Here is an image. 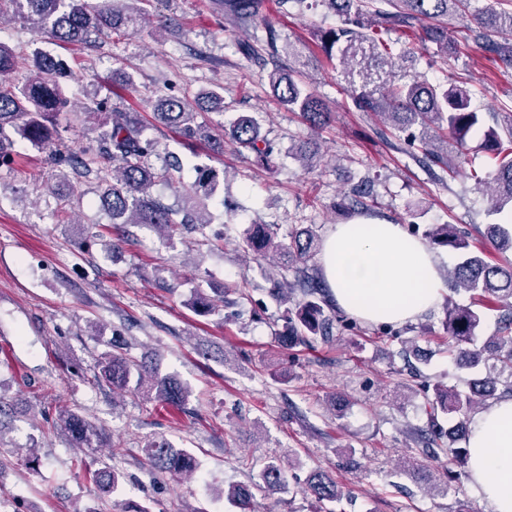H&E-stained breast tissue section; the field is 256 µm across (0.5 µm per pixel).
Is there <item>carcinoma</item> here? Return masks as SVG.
<instances>
[{
    "instance_id": "obj_1",
    "label": "carcinoma",
    "mask_w": 512,
    "mask_h": 512,
    "mask_svg": "<svg viewBox=\"0 0 512 512\" xmlns=\"http://www.w3.org/2000/svg\"><path fill=\"white\" fill-rule=\"evenodd\" d=\"M152 0H4L0 5V164L7 166L31 146L47 149L57 164V177L94 176L107 186L104 205L114 224L145 225L170 236L186 226L199 230L210 223L209 206L215 202L217 173L195 165L193 175L185 177L186 166L175 156H162L155 140L143 133L141 113L113 107L108 110L96 145L79 153L59 150L60 138L55 125L59 112H84L78 107L65 82L66 62L39 48L25 55L10 45L11 22L20 21L36 36H46L65 48L86 44L91 35L141 31L151 22L144 4ZM262 0H213L215 13L246 23L256 17ZM341 16V25L321 33L323 51L338 58L340 74L355 108L372 113L381 123L399 131L420 128L421 149L432 164L448 176L458 173V162L468 141L482 133L490 170L481 177L471 174L479 186L489 189V211L500 220L487 225L486 242L505 256L491 263L470 251L473 237L466 228L454 224H432L423 238L433 246L451 247L459 252V261L448 272L450 289L464 291L471 303L448 299L444 328L448 333V356L459 369H484L486 375L470 383L466 391L442 383L424 386L432 391L428 399V422L417 436L424 451L437 461L448 459L458 486L469 479V449L458 442L468 440L470 417L487 400L512 396V113L503 123L488 126L484 114L471 108L468 83L450 73L442 83L405 80L391 61L398 39L390 34L418 31L421 45L431 46L430 63L448 60L451 54L464 55L475 42L485 53L512 65V0L472 7L477 0H317ZM469 15L477 24L473 40L454 38L443 19L450 15ZM269 84L280 104L298 111L313 128L327 123L330 112L323 101L302 82L295 70L276 69ZM207 105L213 112H224L223 88L198 92L194 97L162 96L151 103L160 122L182 137L209 145L212 152L224 153V143L250 151L257 165L270 168L274 147L260 136L258 122L240 115L226 130L222 125L196 122L194 107ZM159 164L151 162V158ZM176 185L177 205L164 203L157 186ZM316 236L308 229H294L284 236L279 224H252L243 241L244 253L263 259L274 257L278 264L295 273V282H274L273 296L290 302L295 291L301 298L284 315L283 346L292 349L314 337L324 341L333 336V319L326 309L331 300L325 285L309 272L308 261L317 251ZM508 313L499 317L494 336L481 334L485 311L502 307ZM100 377L121 391H133L146 398L173 407L181 406L190 390L177 379L162 375L143 361L130 358L118 348L103 354ZM507 379H501L502 374ZM450 417L454 426L444 429L442 417ZM60 428L77 448H101V428L76 413L59 417ZM147 464L161 474L190 475L197 469L196 457L186 449L166 441H152L144 448ZM91 479L107 494L122 476L106 463L94 458L89 463ZM291 458H270L262 462L260 482L254 487L231 485L224 497L239 512H255L256 492L271 497L286 485ZM306 493L315 502L317 512H336L334 505L349 493L329 474L316 470L306 484Z\"/></svg>"
}]
</instances>
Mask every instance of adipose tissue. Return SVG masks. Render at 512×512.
<instances>
[{
	"label": "adipose tissue",
	"mask_w": 512,
	"mask_h": 512,
	"mask_svg": "<svg viewBox=\"0 0 512 512\" xmlns=\"http://www.w3.org/2000/svg\"><path fill=\"white\" fill-rule=\"evenodd\" d=\"M321 266L337 306L368 323L416 321L446 292L433 251L387 221L332 225ZM467 446L472 492L491 512H512V397L474 416Z\"/></svg>",
	"instance_id": "adipose-tissue-1"
}]
</instances>
